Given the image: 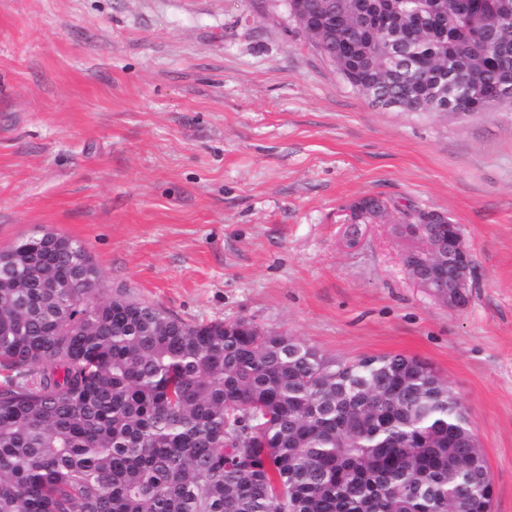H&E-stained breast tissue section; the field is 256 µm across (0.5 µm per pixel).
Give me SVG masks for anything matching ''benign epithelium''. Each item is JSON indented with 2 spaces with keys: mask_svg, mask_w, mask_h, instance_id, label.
<instances>
[{
  "mask_svg": "<svg viewBox=\"0 0 512 512\" xmlns=\"http://www.w3.org/2000/svg\"><path fill=\"white\" fill-rule=\"evenodd\" d=\"M406 243L401 260L409 279L450 307L468 300L475 256L458 225L439 210L413 209L393 222Z\"/></svg>",
  "mask_w": 512,
  "mask_h": 512,
  "instance_id": "7a95c632",
  "label": "benign epithelium"
}]
</instances>
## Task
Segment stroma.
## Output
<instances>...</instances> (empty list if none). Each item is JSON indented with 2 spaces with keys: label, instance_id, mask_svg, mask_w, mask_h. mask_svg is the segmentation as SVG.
I'll use <instances>...</instances> for the list:
<instances>
[{
  "label": "stroma",
  "instance_id": "stroma-1",
  "mask_svg": "<svg viewBox=\"0 0 512 512\" xmlns=\"http://www.w3.org/2000/svg\"><path fill=\"white\" fill-rule=\"evenodd\" d=\"M365 195L391 210L351 245ZM407 209L460 226L464 307L408 278ZM45 231L83 243L101 297L426 361L512 512V107H374L277 0H0V250Z\"/></svg>",
  "mask_w": 512,
  "mask_h": 512
}]
</instances>
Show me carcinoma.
Wrapping results in <instances>:
<instances>
[{
	"instance_id": "obj_1",
	"label": "carcinoma",
	"mask_w": 512,
	"mask_h": 512,
	"mask_svg": "<svg viewBox=\"0 0 512 512\" xmlns=\"http://www.w3.org/2000/svg\"><path fill=\"white\" fill-rule=\"evenodd\" d=\"M288 0L363 96L468 111L512 73V0ZM409 65L397 71L388 43ZM0 512H491L471 422L426 363L331 359L250 321L189 324L99 296L79 242L0 254Z\"/></svg>"
}]
</instances>
